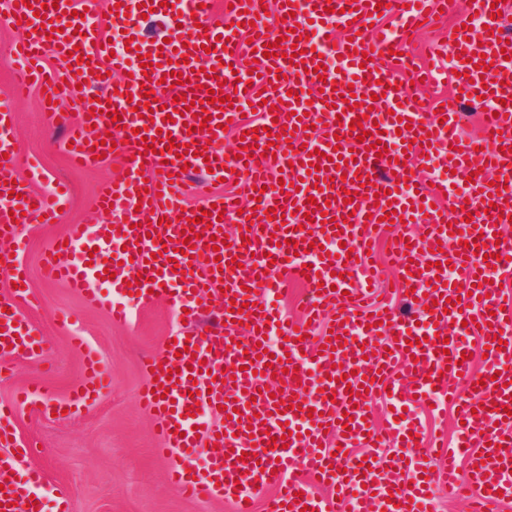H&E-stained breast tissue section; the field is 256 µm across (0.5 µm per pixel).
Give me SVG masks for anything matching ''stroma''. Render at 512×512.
Masks as SVG:
<instances>
[{
  "label": "stroma",
  "mask_w": 512,
  "mask_h": 512,
  "mask_svg": "<svg viewBox=\"0 0 512 512\" xmlns=\"http://www.w3.org/2000/svg\"><path fill=\"white\" fill-rule=\"evenodd\" d=\"M15 37V30L0 21V101L9 103L15 119L13 173L32 179L36 190L61 184L68 194L57 223L21 224L14 238L0 239V252L14 254L27 273L30 293L20 309L45 338L41 355L12 358L10 369L0 374V402L14 401L36 386L45 387L50 401H68L83 382L81 348L89 346L111 372L110 388L72 414L51 417L24 408L15 423L17 437L32 450L30 465L50 482L70 488V512H232L224 498L189 499L170 484V459L158 453L163 440L139 403L146 357L187 330L169 302L161 297L133 301L114 291L111 282H98L102 296L128 309L126 322L116 324L106 308L43 276L41 257L67 225L100 223L96 189L120 175L128 157L119 147L99 167L70 165L66 128L42 112L38 90L23 97L11 93L18 61L6 48ZM370 417L382 430L397 417L406 426L420 424L429 440L452 441L458 434L457 413L450 408L394 409L378 397L370 403Z\"/></svg>",
  "instance_id": "1"
}]
</instances>
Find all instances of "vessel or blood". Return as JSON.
<instances>
[{
	"label": "vessel or blood",
	"instance_id": "vessel-or-blood-1",
	"mask_svg": "<svg viewBox=\"0 0 512 512\" xmlns=\"http://www.w3.org/2000/svg\"><path fill=\"white\" fill-rule=\"evenodd\" d=\"M7 2L9 22L21 35L11 52L38 63L51 51L65 62L61 69L33 73L51 97L43 106L50 119L65 118L64 86L106 89L100 100L84 103L70 133L71 161L98 167L99 155L111 152L107 134L117 129L131 157L125 174L98 190L105 221L70 225L44 257L46 276L93 300L94 275L113 271L115 286L142 298L167 297L190 325L213 299L221 301L217 331L170 343L161 358L146 363L141 403L167 448L180 451L169 473L180 493L192 499L228 493L234 512H254L247 500L251 487L274 489L266 512H415L426 494L420 485L400 479L371 489L367 481L373 470L419 465L427 446L420 430L400 431L410 456L380 454L364 466L351 454L385 446L386 436L366 414L374 396L387 394L401 404L435 396L457 407L461 437L443 448L447 465L431 473L432 482L452 494L468 492L472 512H488L499 498H512V296L492 280L500 263L512 262V238L501 233L512 216V46L497 40L503 18L493 15L492 0H389L401 23L380 36L373 29L378 0H277L278 23L271 30L261 0H231L219 18L214 0H187L178 17L171 8L156 7L157 17H177L180 26L170 43H141L145 65L134 69L124 56H111L92 20L94 0H58L48 9L44 0ZM460 7L476 14L479 25L452 35L465 58L450 84L458 100L477 104L489 95L499 102L483 136L468 143L457 135V101H446L443 113L424 112L396 78L406 70L421 81L422 70L406 53L410 33ZM249 21L260 29L250 45L258 68L250 82H237L233 72L245 48L240 25ZM336 24L345 36L323 52L336 57L338 69L321 79L314 71L320 51L309 36L328 35ZM272 43L278 54L269 58L265 51ZM485 55L492 58L486 71L479 67ZM230 81L236 93H229ZM164 84L179 85L184 100L160 95L147 102L146 92H159ZM309 88L316 91L311 101L304 96ZM243 100L263 113V130L254 131L242 118L237 104ZM143 106L151 117H139ZM300 123L328 129L306 141L294 131ZM228 134L242 139L241 156L224 149ZM355 139L358 151L338 153L337 143ZM439 157L449 170L435 185L437 195L453 198L456 179L467 177L483 196L453 221L422 201L415 187L413 162ZM313 164L319 167L314 175L308 172ZM189 167L260 188L257 208L238 209L221 195L211 198L214 216L173 206V191ZM274 168L281 179L270 177ZM7 179L1 171L0 195L12 198L10 208L0 211L1 235L29 220H56L59 188L38 191L28 179L10 187ZM128 201L140 203L136 215L126 212ZM383 216L420 226L393 246L398 282L422 306L420 321L399 319L389 306L365 305L381 277L367 252ZM228 221L236 225L229 236ZM189 230L196 236L187 241ZM75 252L81 255L77 265L67 261ZM451 270L460 278L454 289L444 285ZM284 271L311 291L306 319L296 326L266 306L267 295L283 288ZM0 274L14 283L11 294L0 298V358L35 355L44 339L18 309L26 280L7 257L0 259ZM235 302L243 306L236 315L230 310ZM318 321L332 329L333 339L309 340ZM243 324L250 328L244 342L238 337ZM471 336L485 353L478 368L467 358ZM86 359L83 388L71 399L75 408L111 384L94 353ZM456 375L471 383L469 395L451 387ZM220 405L232 409L231 418L196 434L200 411ZM15 416V406L0 403V512H14L20 499L29 502L28 512H44L49 497L58 501L59 512H68V489L47 484L41 470L29 469L19 479L28 450L13 433ZM204 442L221 454L200 472L188 451ZM317 485L328 495H316Z\"/></svg>",
	"mask_w": 512,
	"mask_h": 512
}]
</instances>
